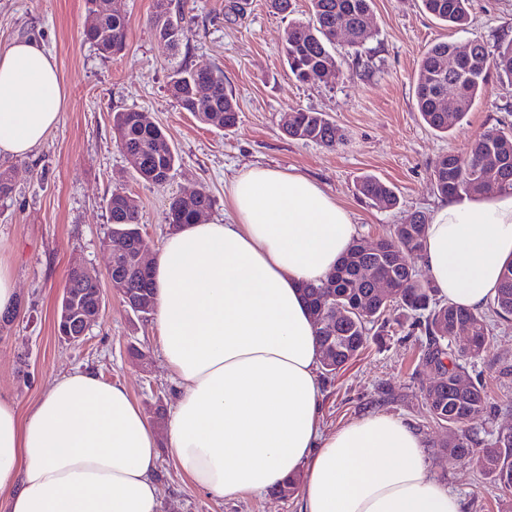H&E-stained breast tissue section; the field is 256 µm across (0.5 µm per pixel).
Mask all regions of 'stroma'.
Listing matches in <instances>:
<instances>
[{
	"instance_id": "1",
	"label": "stroma",
	"mask_w": 512,
	"mask_h": 512,
	"mask_svg": "<svg viewBox=\"0 0 512 512\" xmlns=\"http://www.w3.org/2000/svg\"><path fill=\"white\" fill-rule=\"evenodd\" d=\"M242 16L228 13L229 0H186L184 35L178 50L156 38L150 18L154 0H112L129 22L127 46L102 56L83 29L86 0H0V47L18 38L41 41L54 55L68 102L57 125L24 158L0 156L10 168L14 192L0 200V260L13 271L19 302L12 321L0 320V397L19 410L37 401L56 375L90 369L106 381H121L146 419L164 429L175 381L160 351L154 315L127 312L120 295L104 288L98 320L84 340L70 344L54 329V306L70 265L106 272L100 247L110 224L112 191L132 196L139 227L151 248L170 228L171 196L195 190L211 194V221L224 222L226 186L252 165L298 172L312 179L348 210L358 234L375 241L415 213L431 214L441 199L433 183L443 154L467 157L472 141L495 128L512 127V85L489 78L459 131L432 130L414 105L413 81L423 53L439 41L481 39L488 50L512 39V0H472L466 31L448 28L427 13L421 0H373V30L359 53L335 41L336 69L303 84L283 62L282 36L293 21H308L310 0H291L288 14L268 0H246ZM219 67L236 96L239 123L218 130L182 110L168 91L179 66ZM147 113L164 131L176 155L169 180H141L115 142L112 116ZM325 113L342 130L336 148L294 140L282 131L284 113ZM374 175L394 186L399 203L383 208L357 191ZM395 331L370 340L362 354L332 375L319 378L325 432L371 413L412 426L425 441L436 477L457 495L463 512H512V493L501 492L475 461L441 459L448 431L430 416L423 387L436 378L422 354L428 340L411 328L401 309L389 312ZM481 330L491 353L469 360L466 374L483 383L486 409L473 419L484 440L512 428V319L487 314ZM157 478L162 512H299L298 495L216 499L195 488L160 451Z\"/></svg>"
}]
</instances>
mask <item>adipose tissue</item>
<instances>
[{"instance_id":"adipose-tissue-1","label":"adipose tissue","mask_w":512,"mask_h":512,"mask_svg":"<svg viewBox=\"0 0 512 512\" xmlns=\"http://www.w3.org/2000/svg\"><path fill=\"white\" fill-rule=\"evenodd\" d=\"M66 102L43 43L0 48V156L29 155ZM228 205V222L182 225L150 262L160 348L177 383L166 429L176 469L220 499L301 477L302 512H462L404 422L375 413L321 427L302 288L351 246L350 213L308 177L265 166L234 177ZM421 257L438 298L483 308L512 260V195L441 202ZM158 459V436L126 385L92 370L55 376L23 415L0 398L10 512H161Z\"/></svg>"}]
</instances>
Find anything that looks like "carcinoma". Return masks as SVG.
<instances>
[{
	"label": "carcinoma",
	"instance_id": "carcinoma-1",
	"mask_svg": "<svg viewBox=\"0 0 512 512\" xmlns=\"http://www.w3.org/2000/svg\"><path fill=\"white\" fill-rule=\"evenodd\" d=\"M312 20L289 23L282 38L283 54L290 73L296 80L314 84L318 74L329 65L336 64L331 52L333 31L341 22L359 26L372 15V0H310ZM88 16L84 38L104 56L120 54L126 45L128 23L124 16L111 10L109 0H87ZM425 10L448 26L463 31L470 21V0H422ZM180 3L173 0H154L151 19L158 40L172 50L179 48L183 29L177 12ZM468 56L459 74L462 90L457 92L459 108L453 114L442 111L438 97L453 87L442 69L448 50L458 46L456 41L439 42L424 53L415 77V107L424 122L433 130L447 134L463 125L475 100L486 85L489 70L483 69L488 58L498 62L496 76L512 83V39L497 46L489 54L485 43L477 38L467 40ZM168 90L181 109L191 112L207 125L229 129L239 122V105L235 96L224 86V73L213 67H180L170 76ZM113 133L121 151L138 162L136 173L146 182L162 185L175 164V154L163 130L144 126L138 120V111L116 112L112 118ZM282 130L291 139L312 142L329 148L343 141V133L322 112L297 110L288 113ZM495 168L499 172L497 193L512 194V131L492 129L481 134L471 145L467 160L448 153L439 157L433 169L437 191L444 197H481L490 190L484 182L485 171ZM358 192L366 199L385 208L398 204L394 188L375 176L363 177ZM214 203L206 191L199 192L192 203L179 197L171 199L168 221L177 229L183 224L204 221L200 213H208ZM112 233L128 238L129 252L138 251L144 244L139 231L137 209L127 206L124 196L114 191L107 201ZM428 217L415 214L410 223L395 227L393 233L374 243L356 239L336 267V285L323 281L304 285L303 293L316 325L320 351V366L326 374H333L355 359L366 347L370 333L385 331L386 311L397 306L405 313L420 317L429 337L424 355L425 362L438 372L436 380L423 390V399L432 418L448 429L446 455L453 459L475 455L482 473L501 487L512 490V436L496 437L484 443L475 428L468 426L475 414L486 404L487 394L482 385H473L461 391L456 381L464 373L459 360L476 359L486 355L491 343L488 337L477 335L453 348L457 329L482 321V313L465 307L442 303L435 298L430 282L421 281L405 253L421 254ZM373 263L395 279L393 291L375 296L357 277V269ZM127 288L140 293L145 299L144 313L154 309V288L151 275H142L128 265ZM364 298L371 303L364 314L354 313L336 325V340L326 343L324 322L329 310L336 304L351 306ZM493 312L501 319L512 317V261L507 263L498 294L493 300Z\"/></svg>",
	"mask_w": 512,
	"mask_h": 512
}]
</instances>
